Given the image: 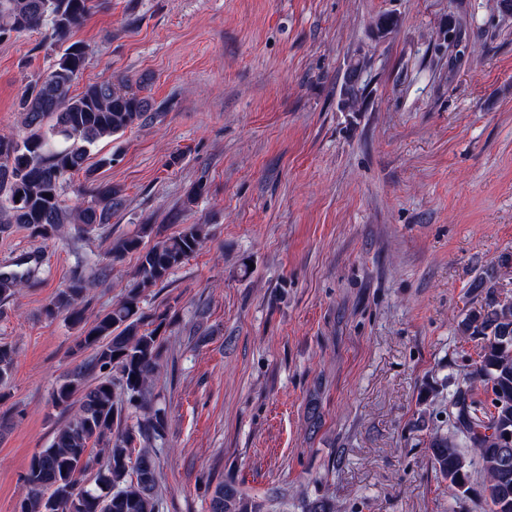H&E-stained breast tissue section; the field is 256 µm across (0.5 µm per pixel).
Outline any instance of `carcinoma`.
I'll use <instances>...</instances> for the list:
<instances>
[{"label":"carcinoma","mask_w":512,"mask_h":512,"mask_svg":"<svg viewBox=\"0 0 512 512\" xmlns=\"http://www.w3.org/2000/svg\"><path fill=\"white\" fill-rule=\"evenodd\" d=\"M97 8L96 0H0V42L24 31H51L46 56L51 65L21 93L23 136H0V233L13 224L35 237L54 238L71 224L90 234L111 222L121 190L110 184L89 188V199L71 207L63 184L87 167L96 142L152 121L148 98L120 81L104 78L76 94L73 87L88 50L69 42ZM362 66L346 72L345 105L354 109L368 96ZM152 228L112 244L110 263L92 274L76 275L45 308L53 318L65 315L80 328L75 351H92L71 370L51 395L52 405L67 414L50 445L35 453L23 477L18 512H161L158 448L168 428L165 409L153 405V384L162 351L167 311L147 313L142 296L164 283L209 238L205 224H186L177 234L151 246L143 239ZM136 255L132 282L121 298L88 319L83 304L90 288L104 281L111 265ZM35 286L29 268L0 273V301ZM459 333L481 340L472 369L447 381L448 419L429 424L427 445L436 474L453 491L448 512H512V299L489 287L484 305L458 324ZM14 350L0 344V388L11 379ZM483 384L488 401L475 399L474 383ZM142 411L129 423L130 409ZM469 448L472 456L462 449ZM92 482L81 484L86 473ZM302 512H335L326 497L302 498ZM207 512H270L267 505L222 482L211 489Z\"/></svg>","instance_id":"obj_1"}]
</instances>
